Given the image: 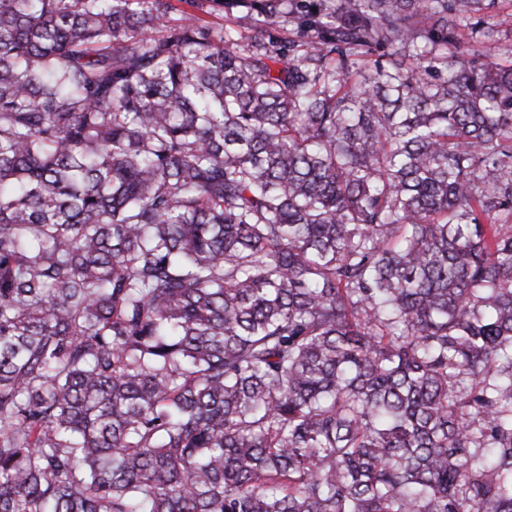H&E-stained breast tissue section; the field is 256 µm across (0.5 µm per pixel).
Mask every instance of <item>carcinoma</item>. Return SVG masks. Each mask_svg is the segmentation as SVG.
I'll return each instance as SVG.
<instances>
[{
  "instance_id": "1",
  "label": "carcinoma",
  "mask_w": 512,
  "mask_h": 512,
  "mask_svg": "<svg viewBox=\"0 0 512 512\" xmlns=\"http://www.w3.org/2000/svg\"><path fill=\"white\" fill-rule=\"evenodd\" d=\"M483 8L0 0V512H512Z\"/></svg>"
}]
</instances>
